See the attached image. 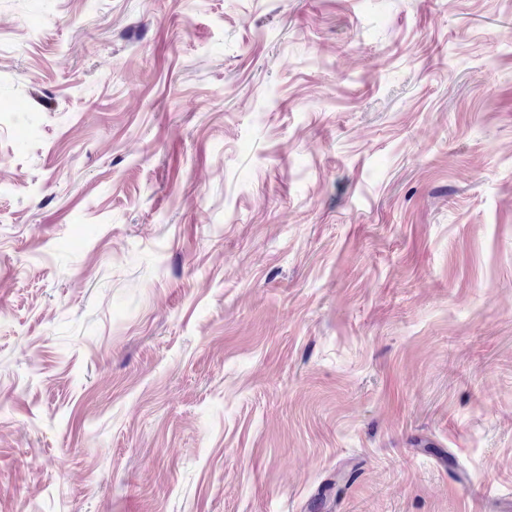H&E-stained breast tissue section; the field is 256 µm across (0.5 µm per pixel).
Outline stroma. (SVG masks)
<instances>
[{
    "label": "stroma",
    "mask_w": 512,
    "mask_h": 512,
    "mask_svg": "<svg viewBox=\"0 0 512 512\" xmlns=\"http://www.w3.org/2000/svg\"><path fill=\"white\" fill-rule=\"evenodd\" d=\"M512 512V0H0V512Z\"/></svg>",
    "instance_id": "1"
}]
</instances>
